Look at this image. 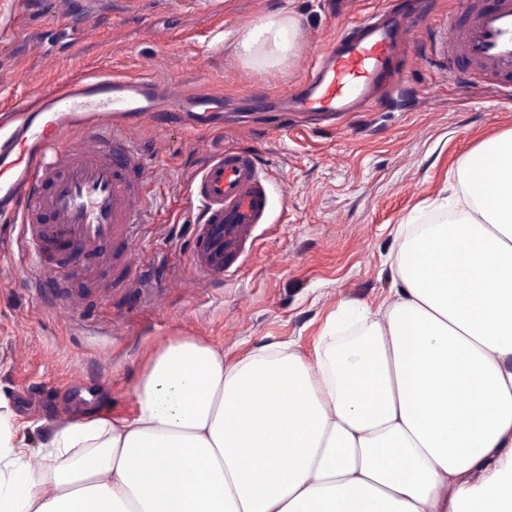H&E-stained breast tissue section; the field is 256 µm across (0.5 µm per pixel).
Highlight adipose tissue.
<instances>
[{"label": "adipose tissue", "instance_id": "1", "mask_svg": "<svg viewBox=\"0 0 512 512\" xmlns=\"http://www.w3.org/2000/svg\"><path fill=\"white\" fill-rule=\"evenodd\" d=\"M292 19L241 48L295 43ZM455 220L400 225L395 286L313 353L161 345L133 412L83 409L34 472L0 399V512H512V129L468 151Z\"/></svg>", "mask_w": 512, "mask_h": 512}]
</instances>
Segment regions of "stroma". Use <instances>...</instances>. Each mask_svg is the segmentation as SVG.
<instances>
[{
  "label": "stroma",
  "mask_w": 512,
  "mask_h": 512,
  "mask_svg": "<svg viewBox=\"0 0 512 512\" xmlns=\"http://www.w3.org/2000/svg\"><path fill=\"white\" fill-rule=\"evenodd\" d=\"M457 0H76L58 18L52 0H0V125L5 107L34 106L39 92L100 72L153 76L174 89L223 93L201 135L175 125L143 128L160 142L148 160L156 198L138 243L158 287L89 290L85 307L43 295L20 235L0 240V397L19 436L38 446L69 421L83 394L112 415L132 407V388L155 349L193 336L245 357L271 342L312 349L338 304L376 305L395 278L390 258L410 213L447 196L458 165L483 139L512 129V100L449 59L444 25ZM413 10L423 23L414 54L388 98L370 112L315 123L277 99L348 22ZM293 17L292 52L249 56L239 35L272 15ZM227 147L257 151L270 221L250 255L232 258L219 286L191 266L189 186L202 157Z\"/></svg>",
  "instance_id": "stroma-1"
}]
</instances>
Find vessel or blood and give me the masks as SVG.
Instances as JSON below:
<instances>
[{
    "label": "vessel or blood",
    "mask_w": 512,
    "mask_h": 512,
    "mask_svg": "<svg viewBox=\"0 0 512 512\" xmlns=\"http://www.w3.org/2000/svg\"><path fill=\"white\" fill-rule=\"evenodd\" d=\"M461 4V23L448 25V53L500 85L512 77V0ZM416 32L409 20L392 34L373 17L346 27L293 94L297 111H369L375 90L395 81ZM159 97L151 78L99 73L40 95L35 108L14 110L0 137V219L18 225L36 259H48L40 286L71 306L85 302L91 285L109 287L118 264L123 287L142 285L136 228L153 202L145 189L148 152L136 130L166 128L185 108L208 113L220 102L211 91L179 95L167 106ZM190 193L197 203L192 269L206 283L223 282L228 259L269 219L261 164L249 150L215 154L193 176Z\"/></svg>",
    "instance_id": "vessel-or-blood-1"
}]
</instances>
